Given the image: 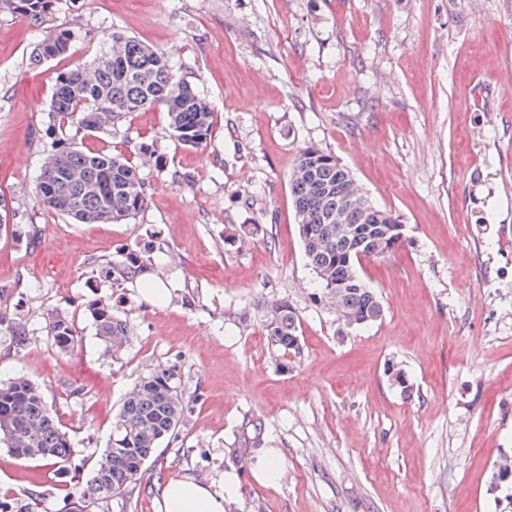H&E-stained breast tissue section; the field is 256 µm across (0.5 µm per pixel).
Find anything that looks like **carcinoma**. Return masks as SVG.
Returning <instances> with one entry per match:
<instances>
[{
  "label": "carcinoma",
  "instance_id": "1",
  "mask_svg": "<svg viewBox=\"0 0 512 512\" xmlns=\"http://www.w3.org/2000/svg\"><path fill=\"white\" fill-rule=\"evenodd\" d=\"M56 4L57 0H0V13L38 26ZM70 44V32L59 30L37 45L32 63L38 66L63 57ZM156 106L167 112L170 136L181 145L198 149L210 141L216 115L209 101L177 76L163 53L125 33L114 32L111 46L92 64L59 73L46 129L54 140L37 179L38 205L77 224L120 223L147 208L149 194L137 168L120 154L84 150L77 138L84 132L106 131L126 115ZM290 188L318 297L337 300L346 328L376 322L382 304L355 273L354 251L340 224L359 228L362 238L373 245L383 242L387 225L400 223L399 216L377 205L366 213L359 210L346 169L333 154L314 146L299 150ZM144 258L140 251L113 263V284L121 286ZM342 281L346 288L338 295L336 283ZM90 310L104 353L119 354L131 341L127 323L108 303L95 302ZM268 336L286 353L298 349V317L288 302L272 306ZM47 338L65 353L78 345L73 321L58 313L48 317ZM184 411L176 368H155L124 399L112 440L102 449L92 478L74 483L73 505L85 509L129 493L161 441L178 428ZM0 444L19 459L49 460L62 469L74 455L42 389L24 376L0 384Z\"/></svg>",
  "mask_w": 512,
  "mask_h": 512
}]
</instances>
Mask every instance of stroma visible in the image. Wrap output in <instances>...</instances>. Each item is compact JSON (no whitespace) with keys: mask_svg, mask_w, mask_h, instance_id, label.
Wrapping results in <instances>:
<instances>
[{"mask_svg":"<svg viewBox=\"0 0 512 512\" xmlns=\"http://www.w3.org/2000/svg\"><path fill=\"white\" fill-rule=\"evenodd\" d=\"M57 30L69 54L32 65ZM116 30L163 52L216 123L198 150L157 107L86 137L137 165L150 199L123 223L75 224L35 200L47 113L57 74ZM510 74L512 0H59L38 27L0 14V320L28 335L0 333V380L42 387L83 477L155 367L177 366L187 405L132 492L91 512H162L170 478L220 490L228 473L226 512H512V483L492 484L512 456ZM311 145L406 226L401 249L362 262L383 306L365 328L314 299L289 187ZM147 241L113 286V262ZM159 282L168 297L148 304ZM100 300L132 330L116 358L88 310ZM279 300L298 351L268 339ZM52 312L75 319L73 353L48 341ZM265 449L286 463L278 483L250 472ZM54 471L0 447V497L72 512Z\"/></svg>","mask_w":512,"mask_h":512,"instance_id":"35a3bbf8","label":"stroma"}]
</instances>
